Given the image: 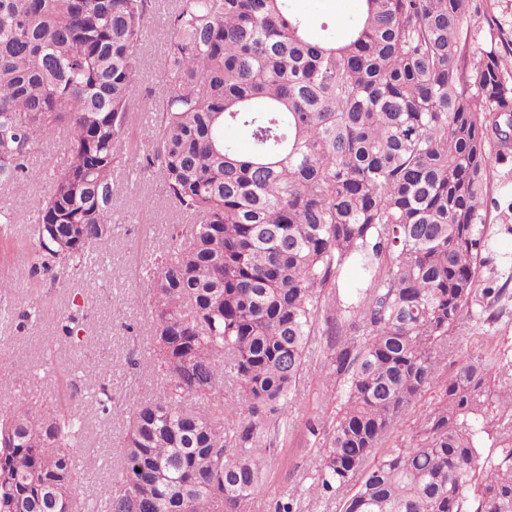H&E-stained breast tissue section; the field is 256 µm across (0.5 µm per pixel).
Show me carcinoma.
<instances>
[{"label": "carcinoma", "mask_w": 512, "mask_h": 512, "mask_svg": "<svg viewBox=\"0 0 512 512\" xmlns=\"http://www.w3.org/2000/svg\"><path fill=\"white\" fill-rule=\"evenodd\" d=\"M293 2L174 0L146 146L130 126L152 0H0V185L49 182L29 274L92 261L127 154L191 219L147 270L143 329L168 380L128 418L119 488L93 506L75 496L83 419L18 403L0 413V512H249L322 325L343 401L320 491L353 486L344 512H512L506 357L464 362L415 446L368 463L459 325L498 317L503 289L476 284L495 260L489 213H512V193L487 192L492 164H512L501 51L460 59L474 0H359L340 37ZM60 134L65 162L47 175L31 157ZM50 224L79 242L59 248ZM487 439L499 453L481 452Z\"/></svg>", "instance_id": "carcinoma-1"}]
</instances>
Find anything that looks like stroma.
Returning a JSON list of instances; mask_svg holds the SVG:
<instances>
[{
    "instance_id": "stroma-1",
    "label": "stroma",
    "mask_w": 512,
    "mask_h": 512,
    "mask_svg": "<svg viewBox=\"0 0 512 512\" xmlns=\"http://www.w3.org/2000/svg\"><path fill=\"white\" fill-rule=\"evenodd\" d=\"M171 6V0H158L152 34L143 44L145 55L155 66L141 75L133 102V137L142 143L152 141L155 135L147 106L165 89L160 61L166 47L164 15ZM294 6L311 24L325 22L339 32L359 8L357 0H295ZM469 29L464 52L470 57L489 48L498 37L512 40V0H475ZM115 188L112 238L99 261L64 286L52 283L44 273L26 277L9 301L18 314L37 308V323L19 330L14 321L0 322V359L6 363L5 370H0V411L8 410L17 400L44 412L71 403L73 411L85 419V441L97 458L96 466L83 473L77 488L83 498L119 485L121 465L116 453L126 436L127 418L140 403L161 396L166 387L165 371L148 363L153 345L141 334L150 301L145 263L171 250L173 226L188 221L167 202L160 173L141 172L136 156H129L120 169ZM45 189L42 183L0 187V208H9L17 216L11 238H0V275L8 273L17 253L32 248L29 216ZM133 192L146 200V208L127 209L126 199ZM496 280L506 286L496 306L498 319L491 324L468 319L456 329L451 350L432 386L422 393L406 422L383 443L382 452L414 446L421 414L438 402L442 385L463 360L471 356L491 359L512 350V276L503 270ZM76 296L85 303L87 340L73 346L67 343L63 327ZM327 351L325 337H318L288 406V428L273 439L263 490L252 501L251 512H272L275 502L290 498L296 512H341L343 493L325 495L314 488L326 438L308 431L309 420L330 423L339 406L334 389L323 379ZM100 384L106 385L112 396V415L106 421L97 415L91 398Z\"/></svg>"
}]
</instances>
